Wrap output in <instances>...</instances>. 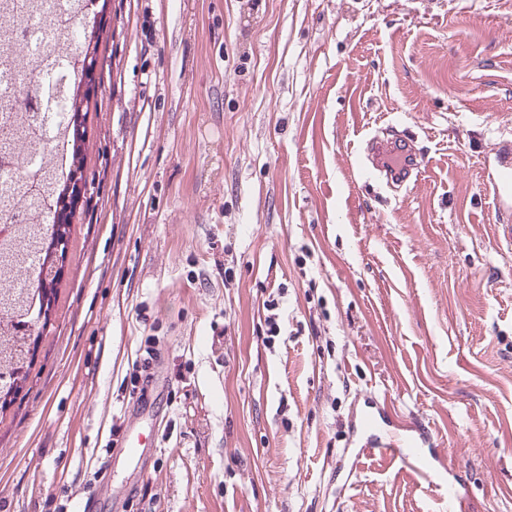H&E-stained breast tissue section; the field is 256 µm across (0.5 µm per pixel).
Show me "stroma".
I'll return each instance as SVG.
<instances>
[{"mask_svg": "<svg viewBox=\"0 0 512 512\" xmlns=\"http://www.w3.org/2000/svg\"><path fill=\"white\" fill-rule=\"evenodd\" d=\"M99 61L0 512H444L377 412L512 512V0H106ZM489 187L490 191L503 202L512 198V165L506 163L498 167Z\"/></svg>", "mask_w": 512, "mask_h": 512, "instance_id": "obj_1", "label": "stroma"}]
</instances>
